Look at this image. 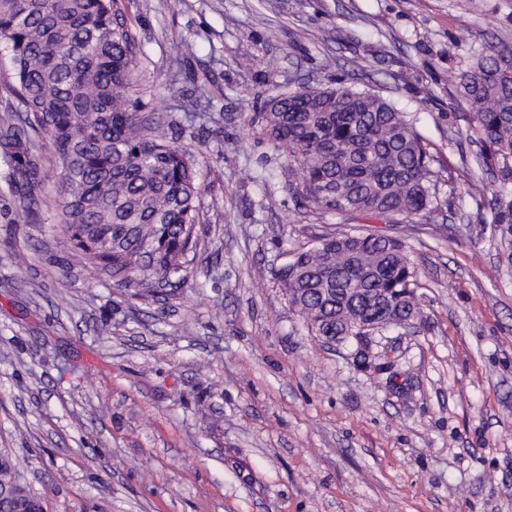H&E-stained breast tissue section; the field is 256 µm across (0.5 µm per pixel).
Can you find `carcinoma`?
I'll list each match as a JSON object with an SVG mask.
<instances>
[{
  "instance_id": "carcinoma-1",
  "label": "carcinoma",
  "mask_w": 512,
  "mask_h": 512,
  "mask_svg": "<svg viewBox=\"0 0 512 512\" xmlns=\"http://www.w3.org/2000/svg\"><path fill=\"white\" fill-rule=\"evenodd\" d=\"M140 48L123 0H0V55L7 93L24 126L4 122L0 161L33 191L41 156L25 128L48 134L57 186L53 219L72 256L124 288L156 291L185 280L196 245L199 156L177 144L161 117L144 112ZM480 144L478 165L497 176L490 223L512 264V47L490 45L461 76ZM416 114L342 83L282 92L267 102L268 140L287 152L297 198L324 213L415 224L438 208L436 159ZM315 336H334L343 288H409L417 315L418 270L397 238L355 230L321 235L276 271Z\"/></svg>"
}]
</instances>
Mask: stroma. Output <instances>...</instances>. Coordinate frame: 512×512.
Instances as JSON below:
<instances>
[{"label": "stroma", "mask_w": 512, "mask_h": 512, "mask_svg": "<svg viewBox=\"0 0 512 512\" xmlns=\"http://www.w3.org/2000/svg\"><path fill=\"white\" fill-rule=\"evenodd\" d=\"M124 4L142 98L200 159L197 255L180 287H116L68 259L47 135L33 193L0 166V448L45 512H512V267L459 93L512 46V0ZM339 81L416 113L441 175L421 223L297 202L265 103ZM347 224L419 270V316L363 363L273 275Z\"/></svg>", "instance_id": "1"}]
</instances>
